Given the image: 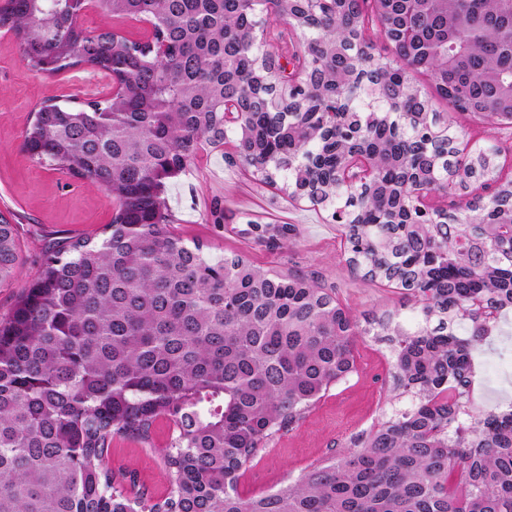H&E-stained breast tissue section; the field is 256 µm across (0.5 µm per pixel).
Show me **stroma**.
I'll use <instances>...</instances> for the list:
<instances>
[{
	"label": "stroma",
	"instance_id": "stroma-1",
	"mask_svg": "<svg viewBox=\"0 0 512 512\" xmlns=\"http://www.w3.org/2000/svg\"><path fill=\"white\" fill-rule=\"evenodd\" d=\"M112 87L104 73L89 68L56 76L32 70L10 35L0 30V215L16 224L24 254L20 276L0 286V315L38 276L48 241L101 236L112 218V198L104 189L40 166L23 151L22 134L32 113L46 101L80 102L111 93ZM166 196L170 229L186 244L203 243L214 256L239 253L264 268L315 272L361 321L385 312H412V301L398 289L351 269L340 246L341 227L327 211L261 182L239 164L233 143L201 151L185 174L168 183ZM216 203L224 209L219 226L206 221ZM250 223L291 224L297 235L271 249L245 234ZM389 357V342L371 336L359 339L356 373L326 393L299 426L280 433L256 454L240 478V492L258 495L287 485L391 412L395 391ZM172 432V424L162 419L155 424L150 442L113 440L109 466L125 473L128 485L163 497L167 485L160 450Z\"/></svg>",
	"mask_w": 512,
	"mask_h": 512
}]
</instances>
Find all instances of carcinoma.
<instances>
[{
  "label": "carcinoma",
  "mask_w": 512,
  "mask_h": 512,
  "mask_svg": "<svg viewBox=\"0 0 512 512\" xmlns=\"http://www.w3.org/2000/svg\"><path fill=\"white\" fill-rule=\"evenodd\" d=\"M97 10L150 19L153 39L86 31L78 0H0V29L32 69L90 67L118 86L42 103L22 136L34 161L99 185L114 209L100 238L59 242L0 317V512H512V408L464 401L476 345L512 309V179L496 141L459 151L435 107L512 124V0ZM226 102L240 113L232 127ZM230 137L261 181L331 211L349 265L414 298L411 320L363 326L313 273L212 256L170 231L167 183ZM355 155L377 176L347 185ZM421 196L467 201L424 211ZM249 233L277 248L296 228ZM21 266L17 227L0 214V285ZM361 335L396 337L407 403L288 485L240 495L259 449L355 372ZM160 417L176 428L168 493L130 497L106 456L116 438L149 439Z\"/></svg>",
  "instance_id": "1"
}]
</instances>
